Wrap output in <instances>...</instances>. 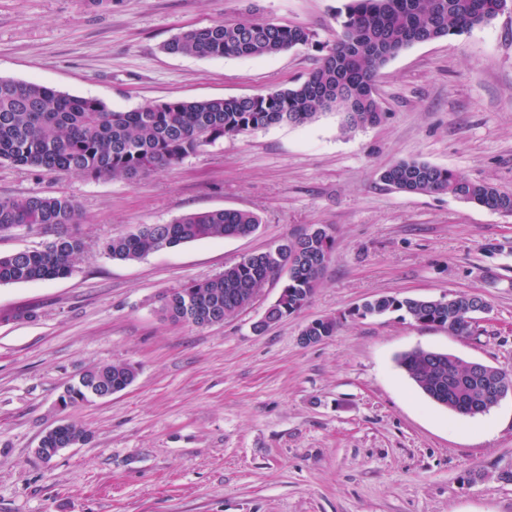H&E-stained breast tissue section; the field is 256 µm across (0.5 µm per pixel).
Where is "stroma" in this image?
<instances>
[{
	"label": "stroma",
	"instance_id": "35a3bbf8",
	"mask_svg": "<svg viewBox=\"0 0 512 512\" xmlns=\"http://www.w3.org/2000/svg\"><path fill=\"white\" fill-rule=\"evenodd\" d=\"M344 0H0V78L33 81L130 110L169 99L289 87L319 64L306 48L258 58L170 56L163 44L217 22L297 24L333 42ZM386 113L341 129L229 136L132 181L0 164V198L66 195L89 250L70 277L0 285V512H512V395L475 418L427 398L399 367L414 348L512 370V216L446 193L397 191L403 159L512 193V10L491 24L414 45L375 78ZM244 209L247 238L164 248L137 261L100 241L195 211ZM314 225L332 259L309 304L258 332L278 298L267 282L230 321L164 320L163 293L223 272ZM474 294L488 309L461 338L391 314L352 316L381 295ZM338 318L303 344L309 322ZM138 375L111 397L61 408L92 367ZM64 421L89 442L45 461Z\"/></svg>",
	"mask_w": 512,
	"mask_h": 512
}]
</instances>
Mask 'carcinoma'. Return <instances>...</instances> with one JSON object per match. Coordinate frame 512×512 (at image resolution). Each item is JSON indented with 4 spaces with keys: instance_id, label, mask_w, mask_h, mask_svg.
Listing matches in <instances>:
<instances>
[{
    "instance_id": "obj_1",
    "label": "carcinoma",
    "mask_w": 512,
    "mask_h": 512,
    "mask_svg": "<svg viewBox=\"0 0 512 512\" xmlns=\"http://www.w3.org/2000/svg\"><path fill=\"white\" fill-rule=\"evenodd\" d=\"M512 0H347L337 11L340 32L333 44L315 39L301 25L265 21L219 22L184 30L163 45L166 53L198 58L264 57L297 47L321 53L306 80L262 93L203 100L148 103L114 110L97 98L71 96L35 82L0 79V162L32 169L100 179H131L168 168L226 136L277 125H306L331 110L343 111L346 131L376 125L385 112L373 92L374 78L401 51L419 43L459 36L489 25ZM394 189L410 194L448 193L512 216V194L493 184L473 181L460 172L418 160H400L381 174ZM83 221L76 201L66 196L0 199V233L25 227L54 232L41 249L0 253V285L52 281L68 277L89 245L68 229ZM261 220L242 209L185 214L168 224H152L98 244L106 256L140 260L151 252L183 244L245 238ZM333 241L323 226L284 238L268 255L241 258L224 272L185 284L161 295L159 313L172 322L199 327L234 318L248 308L264 283L280 278L290 261L296 265L282 281L272 316L281 320L304 308L313 296L332 254ZM398 314L417 325L435 326L467 337L459 311L441 299L381 295L357 306L359 318ZM331 317L308 323L303 336L333 335ZM399 366L433 402L475 417L473 407L491 401L475 380H467L466 362L445 352L416 348L401 354ZM137 367L105 364L88 369L61 396L63 406L88 400L91 391L126 389ZM61 437L89 439L82 426L63 423Z\"/></svg>"
}]
</instances>
